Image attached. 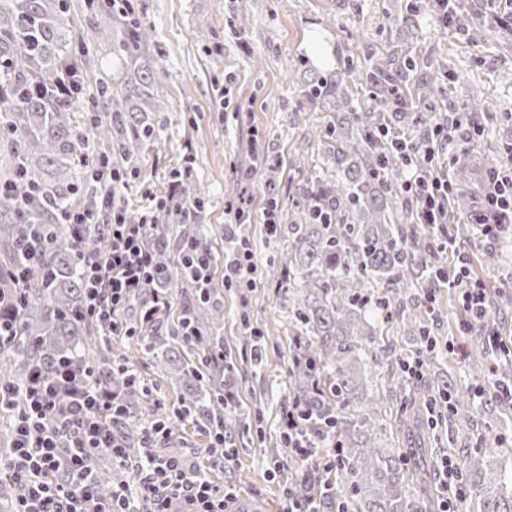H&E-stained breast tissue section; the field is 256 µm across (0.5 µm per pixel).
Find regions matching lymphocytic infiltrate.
<instances>
[{"mask_svg": "<svg viewBox=\"0 0 512 512\" xmlns=\"http://www.w3.org/2000/svg\"><path fill=\"white\" fill-rule=\"evenodd\" d=\"M97 178L109 184L101 199V208L109 217V242L101 255L81 264L87 311L109 334L135 336L141 322L151 321L171 300L170 292L146 288L158 275L148 232L156 226L166 202L157 200L138 223H129L116 203L124 185L120 172L106 164ZM482 181L484 189L474 220L482 240L491 242L512 224V162L486 170ZM402 189L416 202L421 223L445 228L446 206L453 192L447 179L428 180L413 168ZM444 280L447 287L461 290L468 316L463 329L471 331L473 322L479 321L487 307L483 282L472 278L463 259L451 266ZM136 304L143 311L141 319H121V312ZM24 398L12 453L6 461H0V471L9 470L23 489L15 512H172L176 501L184 502L187 512H230L236 499L234 490L213 486L178 457H147V467L137 485L120 483L113 487L111 501L98 502L97 476L89 462L105 451L113 464L126 465L128 458L116 426L127 416L128 407L118 395L67 365L60 366L51 379L33 375L25 386ZM280 424L289 454L325 472L335 468V459H322L299 405L289 404ZM64 464L71 472L66 484L56 479Z\"/></svg>", "mask_w": 512, "mask_h": 512, "instance_id": "f902f5d3", "label": "lymphocytic infiltrate"}]
</instances>
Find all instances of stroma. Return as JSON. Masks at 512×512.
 I'll list each match as a JSON object with an SVG mask.
<instances>
[{
  "label": "stroma",
  "mask_w": 512,
  "mask_h": 512,
  "mask_svg": "<svg viewBox=\"0 0 512 512\" xmlns=\"http://www.w3.org/2000/svg\"><path fill=\"white\" fill-rule=\"evenodd\" d=\"M141 16L155 29L153 56L158 91L170 109L156 115L165 140L166 156L156 159L144 151L130 168L119 153L105 155L127 183L117 200L125 210L146 213L169 186L168 173L182 165L185 154L196 158L195 172L207 194L205 238L216 258L224 256V226L231 211L246 202L252 213L244 224L253 254L255 288L247 298L224 285L216 272L214 300L224 312L220 331L225 351L237 360L240 409L252 412V430L235 443L231 462L210 457L208 438L192 424L178 426L171 439L217 487L235 486L240 492L239 512H283V490L292 474L276 467L270 450L278 442L282 406L292 394L286 373L288 338L285 334L284 296L274 295L265 283L270 262H285L287 235H271L264 222L269 199H276L284 222H291L296 204L307 185L294 168L297 156L312 154L329 115L304 94L307 76L342 70L358 75L391 51L405 50L417 62L441 60V110L462 123L479 119L481 129L471 141L454 139L439 149L441 157H464L474 165L456 190L476 196L480 174L500 165L512 151V38L485 22L472 0H461L460 25L444 26L435 18L432 0H338L328 12L323 0H138ZM320 42L325 55L311 52ZM268 155L275 167V189H267L265 171L242 181L254 154ZM449 225L461 227L457 250L468 257L475 277L485 280L503 303L501 332L512 341V229L492 243L479 242L468 232V213L452 210ZM444 321L435 327L456 347L470 348L471 357L459 360L454 351L438 353L424 367V380L435 387L441 371H449L458 394L492 392L499 361L473 350L471 337L460 335L462 301L450 289L435 291ZM263 325L267 341L262 364L246 360L251 345L244 316ZM408 340L395 321L377 322L372 353L376 357L369 394L380 397V432L384 446L401 449L406 466L415 473V489L441 481L444 458L466 451L487 449L484 481L496 487L501 472L512 470V407L474 419L468 440L453 439L449 423L430 428L425 454H418L417 436L397 428L396 412L412 385L401 366L413 356ZM147 337L115 336L112 356L135 370L146 390L149 407L173 410L184 391L167 371L157 368L146 348ZM501 425L499 437L486 433Z\"/></svg>",
  "instance_id": "1"
}]
</instances>
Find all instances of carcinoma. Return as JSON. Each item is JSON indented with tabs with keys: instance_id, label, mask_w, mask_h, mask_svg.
<instances>
[{
	"instance_id": "obj_1",
	"label": "carcinoma",
	"mask_w": 512,
	"mask_h": 512,
	"mask_svg": "<svg viewBox=\"0 0 512 512\" xmlns=\"http://www.w3.org/2000/svg\"><path fill=\"white\" fill-rule=\"evenodd\" d=\"M89 3L82 10L91 38L107 46L112 67L94 63L85 40H75L70 0H0V142L11 149L13 164L0 179V319L10 336L0 342V384L23 388L37 372L55 374L58 362L69 361L91 374L101 387L124 390L131 415L122 425L127 454L140 457L143 422L153 415L144 406V391L124 387V376L112 369L108 337L86 311L80 256L93 258L106 247L101 212L94 223L75 230L55 224L56 213L69 205L81 186L92 180L105 159L86 148L87 131L72 120L75 112H101L92 135L118 147L122 160L136 162L146 146L165 150L150 121L169 111L154 85L151 49L154 28L141 20L137 4L124 12ZM412 63L392 52L376 60L359 81L370 88L371 105L360 110L344 77L314 75L306 96L330 113V128L321 141L319 160L294 161L295 169L315 185L297 203L288 225L292 251L288 281L283 272L268 270L276 287L290 289L294 320L289 322L291 347L300 360L288 366L293 400L307 411L314 433L336 435L340 463L335 478L316 474L288 459L297 489L317 499L322 509L344 503L348 512H422L411 484L404 479L401 455L380 443L374 427L359 419L358 403L367 386L364 337L375 335L378 312L397 315L417 349L435 340L429 322L437 314L407 309L408 285L437 288L444 264L436 251L437 229L416 224L418 213L405 206L400 190L407 161L379 135L386 126L390 101L408 89L436 111L442 65L419 83ZM204 191L193 172L180 171L170 195L165 222L150 245L165 282L191 289V301L170 327L169 337L153 346L157 366L172 372L187 390L179 421L203 431H222L234 441L249 429L251 414L224 416V373L202 363L219 349L221 338L210 335L224 322L223 312L193 289L187 271L169 246L203 242ZM410 224H397L394 218ZM501 309L489 302L476 330L495 328ZM191 321L197 339L187 341L182 323ZM434 398L414 391L405 418L428 416ZM508 404L500 393L476 402L450 400L448 418L473 419ZM484 451L460 458L461 477L479 489L478 512H512V475L496 489H482ZM99 471L98 497L112 496V486L127 480L122 467L103 468L102 457L91 461ZM22 490L0 480V512H13Z\"/></svg>"
}]
</instances>
